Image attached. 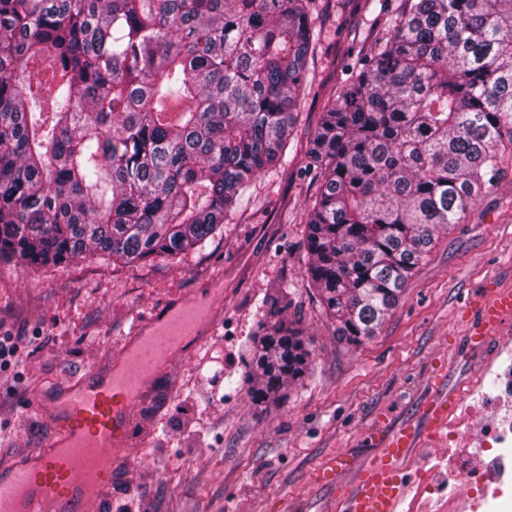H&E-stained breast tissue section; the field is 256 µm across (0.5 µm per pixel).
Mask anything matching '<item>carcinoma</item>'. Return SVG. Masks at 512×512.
Returning a JSON list of instances; mask_svg holds the SVG:
<instances>
[{"mask_svg":"<svg viewBox=\"0 0 512 512\" xmlns=\"http://www.w3.org/2000/svg\"><path fill=\"white\" fill-rule=\"evenodd\" d=\"M331 0H0V258L176 257L284 163ZM383 34L323 92L308 262L338 340L376 335L440 230L512 167V0H366ZM271 308L245 382L312 366Z\"/></svg>","mask_w":512,"mask_h":512,"instance_id":"carcinoma-1","label":"carcinoma"}]
</instances>
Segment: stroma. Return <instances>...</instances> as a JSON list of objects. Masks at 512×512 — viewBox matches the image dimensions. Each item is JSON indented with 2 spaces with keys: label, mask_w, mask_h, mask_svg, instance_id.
<instances>
[{
  "label": "stroma",
  "mask_w": 512,
  "mask_h": 512,
  "mask_svg": "<svg viewBox=\"0 0 512 512\" xmlns=\"http://www.w3.org/2000/svg\"><path fill=\"white\" fill-rule=\"evenodd\" d=\"M367 19L365 0H337L311 63L314 83L338 82L350 59L344 30ZM320 104L305 97L288 161L257 176L224 218V233L178 257L132 266L89 256L30 267L0 260V337L22 335L26 358L0 370V463L43 446L52 422L32 398L112 361L135 320L219 288L224 320L192 344L176 374L157 376L153 404L131 415L133 444L106 512H335L330 458L381 454L386 435L422 428L436 393L460 396L495 341L512 344V318L475 344L476 303L512 290V170L462 222L441 233L376 336L337 341L303 275V214L318 191L302 171ZM289 303L311 340L313 364L286 398L253 404L244 380L253 333L272 303Z\"/></svg>",
  "instance_id": "stroma-1"
}]
</instances>
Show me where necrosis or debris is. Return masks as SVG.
<instances>
[{
  "label": "necrosis or debris",
  "instance_id": "4bbe7bcc",
  "mask_svg": "<svg viewBox=\"0 0 512 512\" xmlns=\"http://www.w3.org/2000/svg\"><path fill=\"white\" fill-rule=\"evenodd\" d=\"M448 493L435 495L432 473H418L419 494L434 512H462L465 503L486 512H512V353L470 381L448 413Z\"/></svg>",
  "mask_w": 512,
  "mask_h": 512
}]
</instances>
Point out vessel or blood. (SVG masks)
<instances>
[{
	"instance_id": "obj_1",
	"label": "vessel or blood",
	"mask_w": 512,
	"mask_h": 512,
	"mask_svg": "<svg viewBox=\"0 0 512 512\" xmlns=\"http://www.w3.org/2000/svg\"><path fill=\"white\" fill-rule=\"evenodd\" d=\"M215 303L207 294L153 312L133 324L132 342L111 369L92 366L80 379L41 392L32 408L51 417L54 433L43 448L0 466V512H103L115 463L133 440L132 408L188 339L215 333ZM504 313H512V291L481 309V326L492 327ZM418 442L408 428L389 435L353 484L337 483L340 512H399L407 491L400 465Z\"/></svg>"
}]
</instances>
